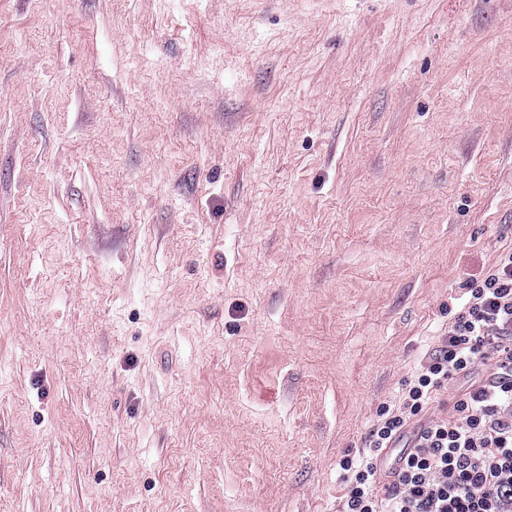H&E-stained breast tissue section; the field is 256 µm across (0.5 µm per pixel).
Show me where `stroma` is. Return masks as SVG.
Returning a JSON list of instances; mask_svg holds the SVG:
<instances>
[{
    "mask_svg": "<svg viewBox=\"0 0 512 512\" xmlns=\"http://www.w3.org/2000/svg\"><path fill=\"white\" fill-rule=\"evenodd\" d=\"M512 249V0H0V512H339Z\"/></svg>",
    "mask_w": 512,
    "mask_h": 512,
    "instance_id": "obj_1",
    "label": "stroma"
}]
</instances>
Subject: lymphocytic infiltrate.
Listing matches in <instances>:
<instances>
[{"mask_svg": "<svg viewBox=\"0 0 512 512\" xmlns=\"http://www.w3.org/2000/svg\"><path fill=\"white\" fill-rule=\"evenodd\" d=\"M465 295L399 406L380 407L368 456L341 460V512H512V250Z\"/></svg>", "mask_w": 512, "mask_h": 512, "instance_id": "lymphocytic-infiltrate-1", "label": "lymphocytic infiltrate"}]
</instances>
